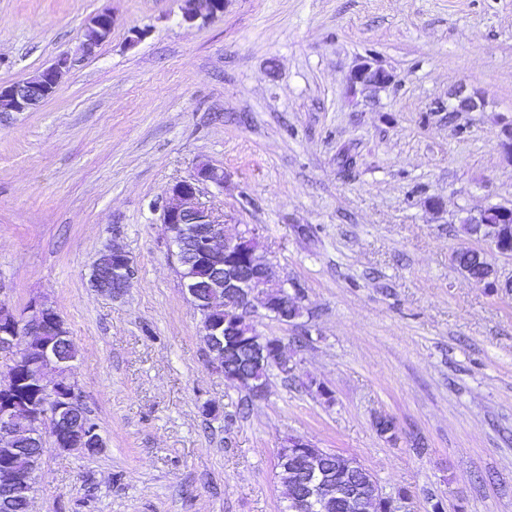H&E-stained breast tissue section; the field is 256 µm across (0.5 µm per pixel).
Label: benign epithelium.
Masks as SVG:
<instances>
[{
	"instance_id": "obj_1",
	"label": "benign epithelium",
	"mask_w": 512,
	"mask_h": 512,
	"mask_svg": "<svg viewBox=\"0 0 512 512\" xmlns=\"http://www.w3.org/2000/svg\"><path fill=\"white\" fill-rule=\"evenodd\" d=\"M183 20L211 19L224 13L226 0H184ZM112 13H95L84 25L80 45L90 56L112 34ZM73 60L62 54L33 76L6 86H0V113L31 112L56 91ZM393 75L369 60L361 61L351 72L352 85L377 83L387 85ZM224 186V171L207 161L195 164L189 178L169 185L162 197V224L172 254L182 260L184 248L182 226L190 225L195 248L191 263L209 271L207 280L181 277L185 295L201 316L202 333L208 339L209 366L224 375L232 386L248 390L251 401L267 398L268 383L257 382L248 376V368L262 366L275 360L282 374H294L297 364L283 355V341L260 334L256 319L271 313L289 322L295 316L288 313L293 295L281 282L273 279L269 263L257 254L262 229L246 227L233 236L224 233V223L218 220L200 197L206 186ZM90 277L97 282V291L119 296L130 286L132 262L120 247L102 251L91 268ZM207 292H201V289ZM52 336L62 341L70 332L57 311L43 301L34 299L25 315H20L0 302V353L11 355L16 366L29 351L36 354L43 373L36 384L54 404L55 413L47 417L38 408L19 404L7 397L11 381H0V445L16 448L36 439L52 438L55 446L66 452L90 453L102 446L97 427L78 411L79 393L57 376L58 367L71 364L47 340ZM337 456L323 448L313 447L300 437L288 438V448L279 449L277 468L291 474L286 485L285 512H322L336 500L345 504L348 512H415L411 497L406 493L386 494L374 474L355 459L342 456L346 469L363 474L360 484L339 482L325 463ZM41 457L26 468H4L0 477V500L7 504L20 495L31 504V493Z\"/></svg>"
}]
</instances>
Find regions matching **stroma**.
I'll list each match as a JSON object with an SVG mask.
<instances>
[{
  "mask_svg": "<svg viewBox=\"0 0 512 512\" xmlns=\"http://www.w3.org/2000/svg\"><path fill=\"white\" fill-rule=\"evenodd\" d=\"M110 9L111 37L77 52ZM179 0H0V84L62 53L37 110L0 115V302L52 305L104 446L46 440L33 512H280L285 439L356 459L416 512H512V294L454 267L461 217L512 204V0H228L180 23ZM138 43H131L133 32ZM363 59L393 72L351 92ZM475 112H452L457 87ZM201 197L262 250L301 318L260 319L298 363L265 401L208 363L161 222L198 159ZM117 244L130 288L96 293ZM326 386L331 399L308 390ZM393 416L396 439L374 419ZM425 450L416 453L414 441Z\"/></svg>",
  "mask_w": 512,
  "mask_h": 512,
  "instance_id": "35a3bbf8",
  "label": "stroma"
}]
</instances>
